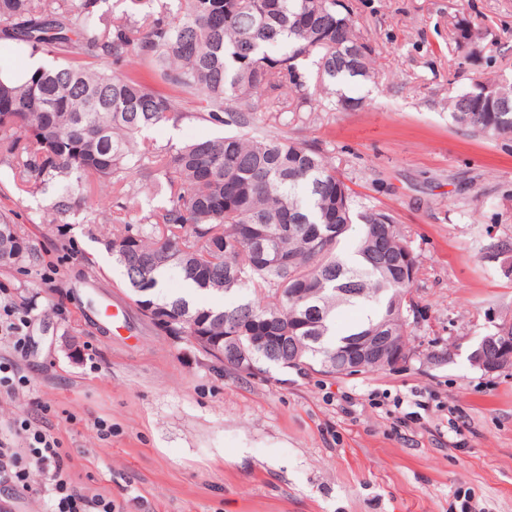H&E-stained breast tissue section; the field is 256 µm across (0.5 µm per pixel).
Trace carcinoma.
<instances>
[{"label": "carcinoma", "instance_id": "cac0c4a2", "mask_svg": "<svg viewBox=\"0 0 512 512\" xmlns=\"http://www.w3.org/2000/svg\"><path fill=\"white\" fill-rule=\"evenodd\" d=\"M0 0V40L56 64L21 83L0 78V165L17 193L56 187L44 223L112 208L107 248L140 307L163 310L169 336L204 325L222 339L209 360L248 376L273 368L349 377L351 344L394 336L403 356L421 316L404 273L410 245L394 217L359 205L335 163L278 126L304 122L313 91L372 77V49L340 0ZM457 44L480 37L462 18ZM224 135L157 145L185 104ZM452 122L512 137V80L451 97ZM362 224L353 252L339 245ZM0 266L37 264L36 248L0 218ZM172 269L222 307L155 290ZM342 306L366 315L339 332ZM269 337V348L253 345Z\"/></svg>", "mask_w": 512, "mask_h": 512}]
</instances>
